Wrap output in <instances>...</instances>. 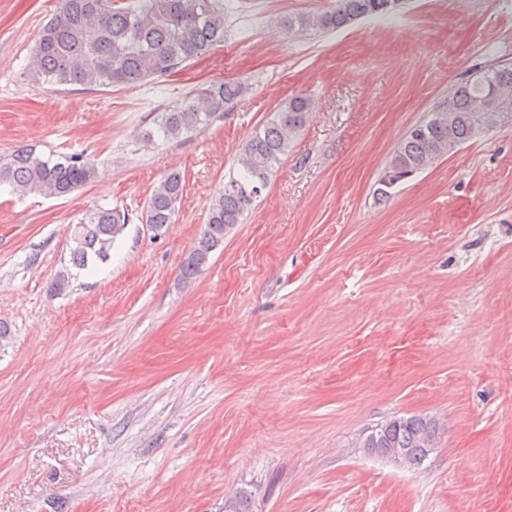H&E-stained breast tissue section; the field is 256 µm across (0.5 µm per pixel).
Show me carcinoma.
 <instances>
[{
  "label": "carcinoma",
  "instance_id": "carcinoma-1",
  "mask_svg": "<svg viewBox=\"0 0 512 512\" xmlns=\"http://www.w3.org/2000/svg\"><path fill=\"white\" fill-rule=\"evenodd\" d=\"M391 0H336L326 11L302 14L284 21V33L327 34L362 17L391 13ZM224 41V5L221 0H60L57 15L41 29L31 54L28 74L38 85H79L88 89L133 87L173 73ZM481 77L469 71L448 88L442 106L421 121L424 130L404 136L384 171L401 182L409 171H423L448 157L454 145H464L483 132L512 122V61L488 56ZM247 87L225 81L190 95L154 120L142 136L150 147L156 141H174L210 125L224 105L240 99ZM311 104L303 95L291 97L245 143L236 169L208 207L202 235L181 268L185 279L195 277L224 236L257 201L293 139L308 122ZM99 177L98 165L78 154L37 153L30 145L0 156V187L24 197H64ZM183 193L178 172L165 175L150 195L141 220L162 231L172 222ZM128 214L115 209L87 214L71 229L70 263L83 269L94 260L108 261L116 239L127 227ZM437 420L426 415L390 419L366 438L370 453H401L420 465L431 452L423 447L427 436L439 434ZM224 512H251L250 495L241 492L224 501Z\"/></svg>",
  "mask_w": 512,
  "mask_h": 512
}]
</instances>
